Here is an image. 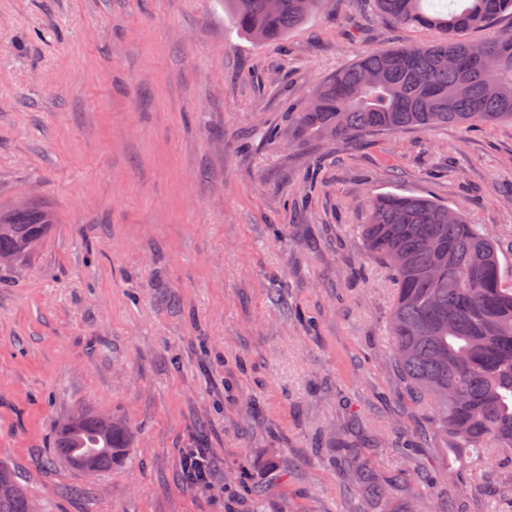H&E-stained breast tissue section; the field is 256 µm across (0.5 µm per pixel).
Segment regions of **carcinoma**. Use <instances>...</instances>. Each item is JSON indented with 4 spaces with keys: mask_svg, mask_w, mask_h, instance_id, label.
I'll use <instances>...</instances> for the list:
<instances>
[{
    "mask_svg": "<svg viewBox=\"0 0 512 512\" xmlns=\"http://www.w3.org/2000/svg\"><path fill=\"white\" fill-rule=\"evenodd\" d=\"M330 0H224L242 33L281 40ZM379 16L435 30L416 48L373 50L338 71L310 105L289 116L293 141L354 138L448 123L512 122V31L481 43L467 33L512 17V0H373ZM49 228L46 212L0 211V256L27 261ZM359 246L391 271L389 321L395 366L412 399L431 404L448 452H512V286L503 284L496 240L432 200L386 193L370 204ZM129 428L110 417L70 414L47 459L86 472L123 463ZM361 491L387 495L392 484L364 466L336 435ZM0 512H43L15 468L0 462Z\"/></svg>",
    "mask_w": 512,
    "mask_h": 512,
    "instance_id": "carcinoma-1",
    "label": "carcinoma"
}]
</instances>
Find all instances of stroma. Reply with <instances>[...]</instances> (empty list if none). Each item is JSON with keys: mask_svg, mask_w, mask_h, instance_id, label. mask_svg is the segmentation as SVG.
I'll return each mask as SVG.
<instances>
[{"mask_svg": "<svg viewBox=\"0 0 512 512\" xmlns=\"http://www.w3.org/2000/svg\"><path fill=\"white\" fill-rule=\"evenodd\" d=\"M434 37L366 0L276 42L224 0H0V208L52 219L0 267V461L49 512H512V457L450 460L409 396L391 273L358 246L376 195L427 196L494 234L512 284V123L288 142L364 51ZM76 411L131 428L125 469L47 465ZM343 429L390 495L330 454ZM199 446L206 492L182 470Z\"/></svg>", "mask_w": 512, "mask_h": 512, "instance_id": "obj_1", "label": "stroma"}]
</instances>
